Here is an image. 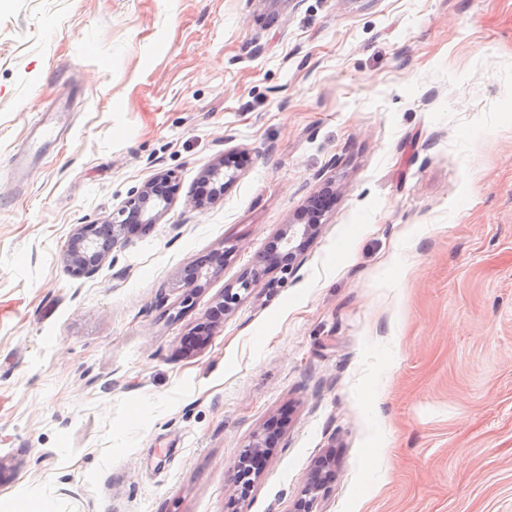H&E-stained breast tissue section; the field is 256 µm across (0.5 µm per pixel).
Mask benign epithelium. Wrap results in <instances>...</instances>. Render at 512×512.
<instances>
[{
    "instance_id": "obj_1",
    "label": "benign epithelium",
    "mask_w": 512,
    "mask_h": 512,
    "mask_svg": "<svg viewBox=\"0 0 512 512\" xmlns=\"http://www.w3.org/2000/svg\"><path fill=\"white\" fill-rule=\"evenodd\" d=\"M240 171L239 157L234 153L224 154L223 160L201 172L197 190L188 197L189 204L195 209H205L214 204L237 180ZM176 194L177 189L170 176L158 174L137 189L112 216L91 224L75 225L69 234L66 249V263L71 275L87 278L96 274L113 250L126 242L127 229L134 224L144 229L150 228L175 202ZM320 233L321 224L316 212L308 208L300 211L291 223L284 225L268 242L264 267L250 270L236 283L224 288V296L212 310L211 320L200 327V333L210 335L218 321L235 310L242 296L251 291L268 269L276 268L282 273L278 282H270L268 286L285 287L307 248ZM228 254L227 250L213 253L207 263L182 273L175 287L184 290L185 296H190L204 287L213 271L223 267ZM279 440V433L265 428L245 446L234 465V502L244 500L254 485L251 481L241 486L243 479L249 477L248 465L255 458L269 455ZM333 477V460L326 455L307 476L292 512H315L320 492Z\"/></svg>"
}]
</instances>
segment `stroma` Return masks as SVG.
Returning a JSON list of instances; mask_svg holds the SVG:
<instances>
[{"label": "stroma", "mask_w": 512, "mask_h": 512, "mask_svg": "<svg viewBox=\"0 0 512 512\" xmlns=\"http://www.w3.org/2000/svg\"><path fill=\"white\" fill-rule=\"evenodd\" d=\"M231 150L239 179L191 208ZM160 172L159 223L72 277L73 225ZM327 182L287 286L193 345ZM329 452L316 512H512V0H0V512H292ZM64 118L65 113L62 111L40 112L35 116L24 144L14 158L19 172H23L26 164L32 163L50 149L57 139L58 129L64 123ZM230 250L224 249V252H215L207 261V264L199 265L188 273L184 270L181 274L180 279L176 282V288L184 290L185 299H189V296L203 288L207 281L210 279L213 270L222 269L225 258L230 253ZM279 440L280 434L277 431L274 433L272 429L265 428L258 432L245 446V449L241 452L234 465L235 480L232 494L233 502L239 503V501L244 500L248 496L250 488L253 487L258 478L256 474L253 480L251 479L252 481L250 480V482L246 484L245 488L241 486L244 478H251L252 476V474H249L248 465H250L255 458L268 456L270 451L277 446Z\"/></svg>", "instance_id": "stroma-1"}]
</instances>
